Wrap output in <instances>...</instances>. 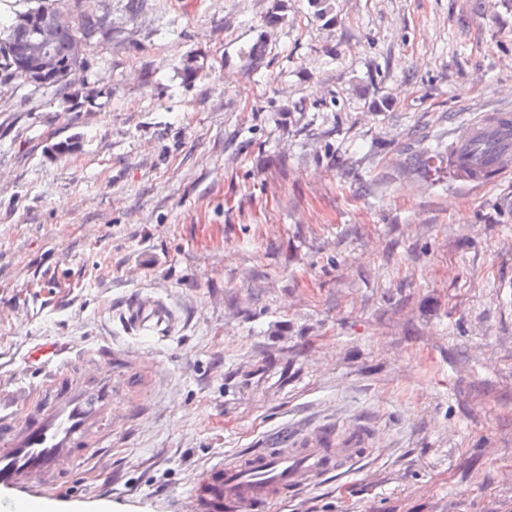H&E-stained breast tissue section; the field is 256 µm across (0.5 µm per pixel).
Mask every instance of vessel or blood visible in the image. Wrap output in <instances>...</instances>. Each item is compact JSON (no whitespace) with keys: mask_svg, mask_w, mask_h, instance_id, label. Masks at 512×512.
<instances>
[{"mask_svg":"<svg viewBox=\"0 0 512 512\" xmlns=\"http://www.w3.org/2000/svg\"><path fill=\"white\" fill-rule=\"evenodd\" d=\"M447 162L461 180L486 185V170L512 168V112L482 113L456 138ZM130 330L156 336L169 334L175 315L163 301L136 299L125 316ZM94 385L61 374L50 375L36 401L19 417L0 420V512H36L43 488L92 454L86 440L112 414L108 380L111 369H93ZM360 428L340 440L292 437L288 447L264 448L225 462L215 492L200 495L198 512H264L273 500L318 483L368 447Z\"/></svg>","mask_w":512,"mask_h":512,"instance_id":"1","label":"vessel or blood"}]
</instances>
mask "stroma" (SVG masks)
Here are the masks:
<instances>
[{
	"instance_id": "35a3bbf8",
	"label": "stroma",
	"mask_w": 512,
	"mask_h": 512,
	"mask_svg": "<svg viewBox=\"0 0 512 512\" xmlns=\"http://www.w3.org/2000/svg\"><path fill=\"white\" fill-rule=\"evenodd\" d=\"M44 1L99 26L57 84L0 53V395L108 347L112 417L42 512H194L226 455L357 427L269 512H512V172L421 175L512 109V0H7L0 41ZM125 320L130 331L138 335L151 332L153 335L148 336H165L174 328L175 315L165 302L140 297L128 307Z\"/></svg>"
}]
</instances>
